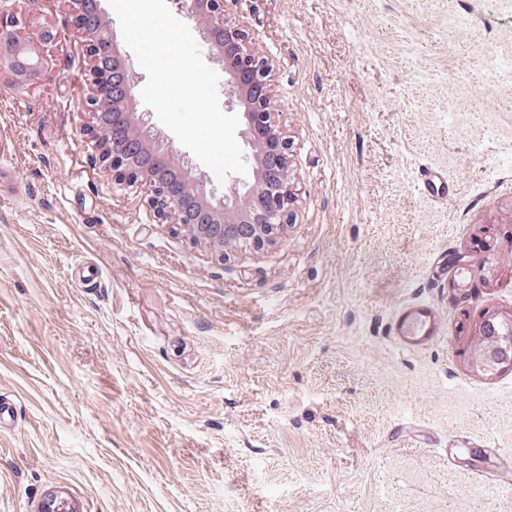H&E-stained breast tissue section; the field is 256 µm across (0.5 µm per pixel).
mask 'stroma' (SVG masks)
<instances>
[{
  "label": "stroma",
  "mask_w": 512,
  "mask_h": 512,
  "mask_svg": "<svg viewBox=\"0 0 512 512\" xmlns=\"http://www.w3.org/2000/svg\"><path fill=\"white\" fill-rule=\"evenodd\" d=\"M230 16L271 66L293 200L272 242L219 257L95 164L68 0H0L38 57L0 69V512L51 480L93 512H512V365L471 366L512 318V0ZM420 300L441 328L409 347L391 320ZM420 183L426 193L440 199L451 200L457 195V188L448 176L438 171L423 170Z\"/></svg>",
  "instance_id": "1"
}]
</instances>
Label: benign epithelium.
<instances>
[{
	"label": "benign epithelium",
	"instance_id": "obj_1",
	"mask_svg": "<svg viewBox=\"0 0 512 512\" xmlns=\"http://www.w3.org/2000/svg\"><path fill=\"white\" fill-rule=\"evenodd\" d=\"M229 0H178L186 15L203 14L210 20L204 36L208 45L224 50L230 63L224 71V86L242 107L247 141L262 156L272 159L260 177L252 182L233 183L224 190L218 205L198 215V200L206 195L201 182L189 188L181 182L179 167L167 156L171 152L162 144L154 152L145 151L134 141L117 144L109 129L130 125L129 112L117 103L135 98L137 79L127 64L126 55L109 32L90 30L82 20L86 0H71L70 22L84 42L89 59V90L86 107L91 118L83 132L99 150L102 166L112 172V183L118 187L140 186L161 220L171 219L191 242L201 239L210 243L224 259V246L232 242L261 248L290 223L288 155L290 144L279 132L270 93L251 92L253 86L269 87L267 60L252 47L253 36L244 26L229 19ZM112 83V109L101 107L102 93Z\"/></svg>",
	"mask_w": 512,
	"mask_h": 512
}]
</instances>
